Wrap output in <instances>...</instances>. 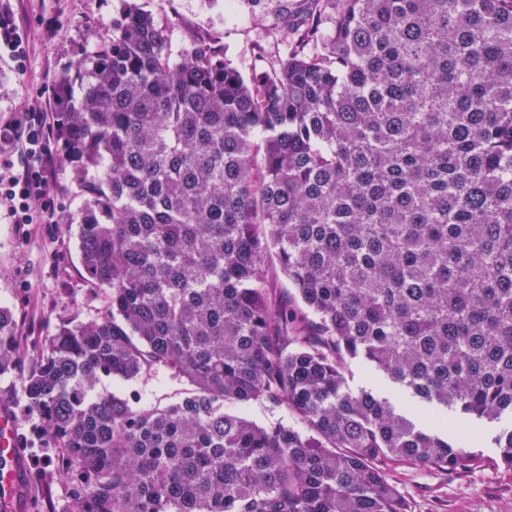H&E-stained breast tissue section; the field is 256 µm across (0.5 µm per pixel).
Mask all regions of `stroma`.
<instances>
[{
    "instance_id": "obj_1",
    "label": "stroma",
    "mask_w": 512,
    "mask_h": 512,
    "mask_svg": "<svg viewBox=\"0 0 512 512\" xmlns=\"http://www.w3.org/2000/svg\"><path fill=\"white\" fill-rule=\"evenodd\" d=\"M7 4L28 44L24 73L0 61V125L22 112L42 113L55 121V89L62 79L79 83L78 61H90L112 34V17L123 0H0ZM167 28L173 49L191 32L213 34L224 54L246 76L263 60L283 59L286 42L277 32L284 20L306 17L308 0H140ZM53 163L46 208L51 224H14L0 209V306L17 324L20 361L0 375V408L18 417L28 457L26 512H68L72 484L58 465L53 439L42 419L27 406L21 374L42 342L65 321L103 310L104 290L91 287L80 264L74 235L63 224L80 210L83 197L72 167L57 140H50ZM484 463L466 471L422 467L383 460L379 466L406 505L407 512H512V475L492 465L497 450L491 432L475 441Z\"/></svg>"
}]
</instances>
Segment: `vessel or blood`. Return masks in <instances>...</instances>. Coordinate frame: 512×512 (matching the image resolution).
I'll use <instances>...</instances> for the list:
<instances>
[{"label": "vessel or blood", "instance_id": "b4317fda", "mask_svg": "<svg viewBox=\"0 0 512 512\" xmlns=\"http://www.w3.org/2000/svg\"><path fill=\"white\" fill-rule=\"evenodd\" d=\"M27 464L19 443L17 420L10 412L0 413V502L11 512H22V493Z\"/></svg>", "mask_w": 512, "mask_h": 512}]
</instances>
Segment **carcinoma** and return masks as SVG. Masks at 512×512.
<instances>
[{"instance_id":"cac0c4a2","label":"carcinoma","mask_w":512,"mask_h":512,"mask_svg":"<svg viewBox=\"0 0 512 512\" xmlns=\"http://www.w3.org/2000/svg\"><path fill=\"white\" fill-rule=\"evenodd\" d=\"M310 0L248 79L132 2L56 136L86 186L98 315L22 377L78 479L70 512H405L377 462L466 470L448 413L512 475V0ZM275 252L306 310L273 296ZM0 308V373L19 361ZM358 361L401 408L349 388ZM164 372L146 408L101 386ZM302 424L259 425L237 407ZM135 388L142 395V403L151 407H162L183 396L180 394L183 386L171 382L168 376L162 373L147 381H140Z\"/></svg>"}]
</instances>
